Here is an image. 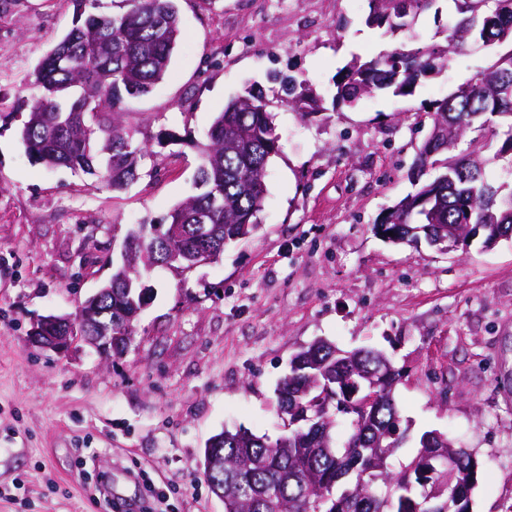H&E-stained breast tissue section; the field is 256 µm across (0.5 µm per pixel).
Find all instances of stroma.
<instances>
[{"instance_id":"35a3bbf8","label":"stroma","mask_w":512,"mask_h":512,"mask_svg":"<svg viewBox=\"0 0 512 512\" xmlns=\"http://www.w3.org/2000/svg\"><path fill=\"white\" fill-rule=\"evenodd\" d=\"M181 38L167 77L124 99L148 151L114 191L33 163L18 130L40 98L32 72L73 27L70 0H0V512H112L99 495H165L168 512H224L201 463L207 440L245 427L277 439L276 387L292 357L324 338L385 352L408 464L424 432L470 450L482 475L472 512H512V238L441 251L374 234L388 209L437 172L412 168L447 97L489 66L473 44L413 95L334 101L353 56L393 39L364 23V0H178ZM421 14L402 38L445 44L451 16ZM273 72L307 80L322 112L301 120ZM261 90L282 147L269 162L258 231L190 271L155 266L122 355L85 345L62 357L31 345L40 318L75 313L112 275L139 224L195 194L199 145L244 87Z\"/></svg>"}]
</instances>
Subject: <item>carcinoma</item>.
I'll list each match as a JSON object with an SVG mask.
<instances>
[{
  "label": "carcinoma",
  "instance_id": "obj_1",
  "mask_svg": "<svg viewBox=\"0 0 512 512\" xmlns=\"http://www.w3.org/2000/svg\"><path fill=\"white\" fill-rule=\"evenodd\" d=\"M126 11L88 14L38 63L34 74L44 94L23 123L19 136L38 163L100 175L108 188L119 190L138 178L147 150L118 118L125 97L149 94L168 73L180 39L176 0H121ZM365 24L395 36L411 29L415 19L437 0H366ZM448 50L436 43L410 48L404 42L370 58L354 57L338 73L336 103L349 106L364 94L389 91L411 95L421 79L448 65V53L463 54L473 41L495 48L512 43V0H452ZM284 101L304 117L321 112L319 99L305 80L275 74ZM512 49L483 69L477 78L430 104L433 124H448V145L467 132L489 131L502 139L493 160L512 164ZM202 150L196 186L200 193L175 205L161 231L143 225L133 234L136 250L123 246L105 287L112 289V335L130 336L145 302L137 282L126 284L121 271L162 266L176 249L188 258L176 268H190L197 256L222 254L226 245L253 234L267 195L266 172L280 150L269 102L261 91L245 90L231 99L214 119ZM482 149L474 137L467 147L444 160L420 149L414 166L439 169V175L390 211L375 230L393 232L390 240L412 242L420 236L459 231L464 208L473 217L488 214L512 228V185L495 186L485 166L472 159ZM204 216L214 225L212 238L195 236L193 225ZM302 366L291 370L277 389L280 413L300 419L288 435L271 441L240 427L211 437L205 446L203 476L212 492L224 494V512H427L448 499L470 509L478 463L473 453L456 448L448 438L427 431L417 456L398 471L388 458L399 449L403 432L393 396L400 371L386 368L375 402L361 412L359 397L345 390L353 378L380 367L374 350L341 355L330 342L298 354ZM350 417V433L336 446V416ZM446 448L454 468L441 459L425 461L429 448Z\"/></svg>",
  "mask_w": 512,
  "mask_h": 512
}]
</instances>
